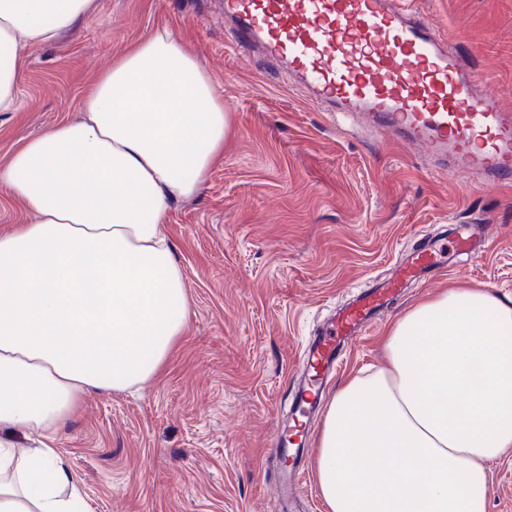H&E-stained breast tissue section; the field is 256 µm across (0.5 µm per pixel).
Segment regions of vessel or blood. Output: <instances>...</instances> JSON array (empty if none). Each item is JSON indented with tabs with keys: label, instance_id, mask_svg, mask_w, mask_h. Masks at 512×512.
Listing matches in <instances>:
<instances>
[{
	"label": "vessel or blood",
	"instance_id": "obj_1",
	"mask_svg": "<svg viewBox=\"0 0 512 512\" xmlns=\"http://www.w3.org/2000/svg\"><path fill=\"white\" fill-rule=\"evenodd\" d=\"M224 19L241 50L259 49L326 111L367 114L375 131L446 158L448 172L478 173L486 185L512 187V113L406 0H224ZM443 254L434 245L416 250L324 325L302 357L295 415L315 414L345 344L409 282L436 272ZM274 454L284 476L270 512H288L307 450L297 436L282 433Z\"/></svg>",
	"mask_w": 512,
	"mask_h": 512
}]
</instances>
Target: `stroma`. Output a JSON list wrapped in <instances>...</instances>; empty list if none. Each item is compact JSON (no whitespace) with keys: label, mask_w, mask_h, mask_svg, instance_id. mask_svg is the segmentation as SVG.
Here are the masks:
<instances>
[{"label":"stroma","mask_w":512,"mask_h":512,"mask_svg":"<svg viewBox=\"0 0 512 512\" xmlns=\"http://www.w3.org/2000/svg\"><path fill=\"white\" fill-rule=\"evenodd\" d=\"M512 110V0H411ZM167 27L207 68L232 119L202 195L162 225L190 308L161 377L90 392L56 446L84 512H267L272 452L299 355L328 317L455 224H485L482 255L449 247L446 267L396 298L347 349L336 381L384 361L389 326L449 287L512 300V191L475 174L435 176L425 151L334 119L259 53L237 50L219 0H93L49 44L23 47L15 111L0 112V165L24 140L78 122L100 71ZM482 512H512V449L488 465Z\"/></svg>","instance_id":"obj_1"}]
</instances>
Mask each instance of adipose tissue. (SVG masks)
I'll return each mask as SVG.
<instances>
[{"label": "adipose tissue", "mask_w": 512, "mask_h": 512, "mask_svg": "<svg viewBox=\"0 0 512 512\" xmlns=\"http://www.w3.org/2000/svg\"><path fill=\"white\" fill-rule=\"evenodd\" d=\"M91 5L0 0V112L17 106L20 48ZM82 112L0 166L35 215L0 235V512H81L55 435L89 391L156 377L182 335L186 282L160 225L203 192L229 130L208 70L167 28L113 59ZM383 348L384 366L324 410L312 469L326 512H477L488 463L512 448V304L447 289Z\"/></svg>", "instance_id": "obj_1"}]
</instances>
